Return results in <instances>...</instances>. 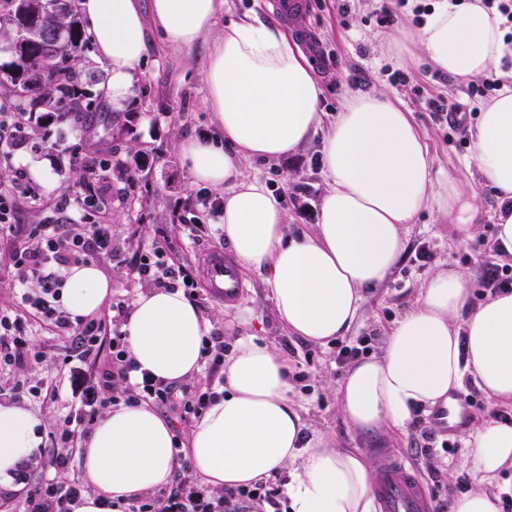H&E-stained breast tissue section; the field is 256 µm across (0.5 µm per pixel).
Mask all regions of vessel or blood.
Wrapping results in <instances>:
<instances>
[{
	"label": "vessel or blood",
	"mask_w": 512,
	"mask_h": 512,
	"mask_svg": "<svg viewBox=\"0 0 512 512\" xmlns=\"http://www.w3.org/2000/svg\"><path fill=\"white\" fill-rule=\"evenodd\" d=\"M209 288L225 305H235L244 294V284L235 273L230 253L212 251L203 260ZM468 403L452 399L447 407L433 410L431 421L436 431L459 434L463 431ZM379 512H434L435 504L418 471L403 460L382 467L375 479Z\"/></svg>",
	"instance_id": "b4317fda"
}]
</instances>
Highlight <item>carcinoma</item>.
<instances>
[{
  "instance_id": "obj_1",
  "label": "carcinoma",
  "mask_w": 512,
  "mask_h": 512,
  "mask_svg": "<svg viewBox=\"0 0 512 512\" xmlns=\"http://www.w3.org/2000/svg\"><path fill=\"white\" fill-rule=\"evenodd\" d=\"M0 0V27L14 29L16 61L0 70V84L8 82L29 111L62 112L79 107L83 96L78 68L85 46L72 0Z\"/></svg>"
}]
</instances>
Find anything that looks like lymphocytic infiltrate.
I'll return each instance as SVG.
<instances>
[{"mask_svg":"<svg viewBox=\"0 0 512 512\" xmlns=\"http://www.w3.org/2000/svg\"><path fill=\"white\" fill-rule=\"evenodd\" d=\"M14 244V276L19 285L39 284L38 293H22L20 314L0 312V367L21 369L35 352L27 327L36 322L54 336L72 338L73 361L83 373L82 380L62 386L52 378L32 387L35 397L47 404L69 402L70 409L60 426L50 432L49 466L55 472L71 467L70 450L85 435L108 405L140 403L167 407L181 417H201L217 394L211 382L180 387L139 372L129 357L123 325L131 313L128 302L113 305L110 315L96 318L72 316L57 307V290L62 268L111 258L112 234L103 224H74L62 229L54 222L23 227L15 221L13 197L0 190V240ZM133 279H149L167 290L185 289L194 298L188 281L191 269L176 265L166 246L153 244L149 253L133 255L128 262ZM109 345L112 363L102 366L98 355L102 345ZM86 487L79 478L67 481H38L25 501L24 512H69V505L81 498ZM279 489L255 485L251 489H228L217 494L190 478L187 468H180L164 492L154 498L134 499L126 512H273Z\"/></svg>","mask_w":512,"mask_h":512,"instance_id":"lymphocytic-infiltrate-1","label":"lymphocytic infiltrate"}]
</instances>
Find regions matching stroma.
Here are the masks:
<instances>
[{
    "label": "stroma",
    "mask_w": 512,
    "mask_h": 512,
    "mask_svg": "<svg viewBox=\"0 0 512 512\" xmlns=\"http://www.w3.org/2000/svg\"><path fill=\"white\" fill-rule=\"evenodd\" d=\"M380 0H349L347 14H339L336 0H308V9L296 22L298 28L318 40L327 63L311 62L323 96L322 122L316 133L295 154L283 159L246 160L242 166L249 176L264 182L286 213V231L296 235L311 231L313 222L304 221L290 197L296 184L310 185L315 199H322L329 186L324 167L314 166L322 140L346 99L357 94L382 95L411 112L429 150L433 172L449 177L462 189L477 194L479 213L474 239L460 238L449 219L427 207L409 225L403 256L386 281L365 293L348 340L373 336V350H380L388 329L410 309L418 285L438 268L452 266L468 274L473 282L471 304L481 303L486 292L478 282L485 270L496 267L512 275V261L496 257L494 215L498 201L491 190L478 184L471 134L478 120L481 98L469 93V82L437 69L426 55L414 60L395 59L388 42L397 30L415 34L419 23L404 20L400 27L377 25L373 12ZM151 51L139 73L134 95L123 110H114L106 96L109 72L95 48L82 55L81 70L96 74V81L82 84L83 92L95 103L91 112H47L34 124L24 147L0 155V186L10 185L17 174L39 191L37 199L16 194L17 221L42 224L58 217L63 224H107L115 251L98 268L112 282V302L135 299L153 290L150 281H138L128 274L126 260L147 250L153 241L165 238L175 249L174 259L197 276L198 308L209 329L223 332L226 355H233L241 336L275 346L288 360L290 399L297 406L306 433H319L340 448L360 451L373 465H380V450L412 462L418 469L438 512H448L449 501L478 487L479 477L468 464L470 437L449 439L436 432L426 417L429 407L413 414L406 430L395 434L363 436L350 430L339 413L337 380L343 370L336 363V345L312 343L291 335L282 325L274 300L262 275L247 272L240 301L231 307L210 294L199 257L224 245L217 219L203 216L197 207L202 188L195 184L191 170L179 152L180 141L188 136L212 134L216 124L204 105L203 72L209 42L175 50L150 32ZM411 73L436 95L460 105L469 117L460 129L451 130L425 109L413 85H393L388 72ZM98 163L93 182L96 203L84 209L58 213L56 205L64 192L84 194L86 160ZM203 223L199 243L188 240L183 225ZM431 241L436 249L433 261L417 268L411 259L417 245ZM249 316L241 324L240 316ZM37 351L36 359L22 370H0V389L15 385H37L44 378H70L65 358L70 344L40 327L29 331Z\"/></svg>",
    "instance_id": "obj_1"
}]
</instances>
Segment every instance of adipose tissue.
<instances>
[{
    "instance_id": "1",
    "label": "adipose tissue",
    "mask_w": 512,
    "mask_h": 512,
    "mask_svg": "<svg viewBox=\"0 0 512 512\" xmlns=\"http://www.w3.org/2000/svg\"><path fill=\"white\" fill-rule=\"evenodd\" d=\"M79 8L110 73L107 95L116 109L148 57V29L177 49L210 40L204 104L222 135L184 140L181 152L196 183L223 188L219 226L237 271L263 274L292 335L313 343L344 336L363 290L398 265L404 227L423 208L451 217L462 238L474 236L476 194L433 178L411 114L367 94L345 103L323 141L330 186L313 231L286 236L279 203L240 161L294 154L319 122L322 88L290 34L250 19L214 35L224 0H79ZM505 35L481 0H442L416 36L398 33L388 47L398 57L422 51L448 75L473 78L498 73ZM473 152L480 185L500 203L495 250L512 259V90L481 106ZM110 294V280L94 264L68 270L62 297L72 315L97 313ZM470 294V279L454 268L420 285L380 354L355 360L338 383L350 429L365 436L403 430L416 406L447 403L468 375L493 403L512 406V290L475 307ZM122 331L130 357L155 377L179 382L199 371L207 322L182 291L140 294ZM223 390L179 452L168 421L149 405L106 411L79 453L94 492L71 512H123L133 498L169 485L184 461L215 490L288 470L290 512H375L369 460L306 435L279 351L241 338L224 363ZM40 425L31 410L0 405V485L11 486L20 465L37 455ZM471 446L472 469L497 477L512 467V424L485 420Z\"/></svg>"
}]
</instances>
